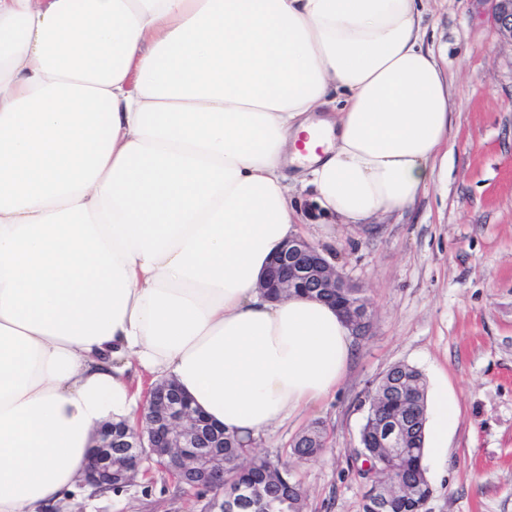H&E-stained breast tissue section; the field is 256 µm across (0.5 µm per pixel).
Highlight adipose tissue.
<instances>
[{
	"mask_svg": "<svg viewBox=\"0 0 512 512\" xmlns=\"http://www.w3.org/2000/svg\"><path fill=\"white\" fill-rule=\"evenodd\" d=\"M422 0H0V512H54L132 373L260 439L340 385L335 307L258 287L411 205L451 134Z\"/></svg>",
	"mask_w": 512,
	"mask_h": 512,
	"instance_id": "ef3b65f1",
	"label": "adipose tissue"
}]
</instances>
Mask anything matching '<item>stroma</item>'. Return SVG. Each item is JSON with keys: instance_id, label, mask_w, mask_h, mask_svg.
<instances>
[{"instance_id": "obj_1", "label": "stroma", "mask_w": 512, "mask_h": 512, "mask_svg": "<svg viewBox=\"0 0 512 512\" xmlns=\"http://www.w3.org/2000/svg\"><path fill=\"white\" fill-rule=\"evenodd\" d=\"M492 0H430L426 41L445 61L453 93L447 163L404 212L367 225L303 224L364 290L373 314L336 392L262 437L256 449L287 459L312 423L326 452L294 466L307 512H362L353 453L366 394L394 364L420 370L428 393L457 411L441 453H427L432 494L424 512H512V44ZM204 501L159 468L118 492L63 512H201Z\"/></svg>"}]
</instances>
